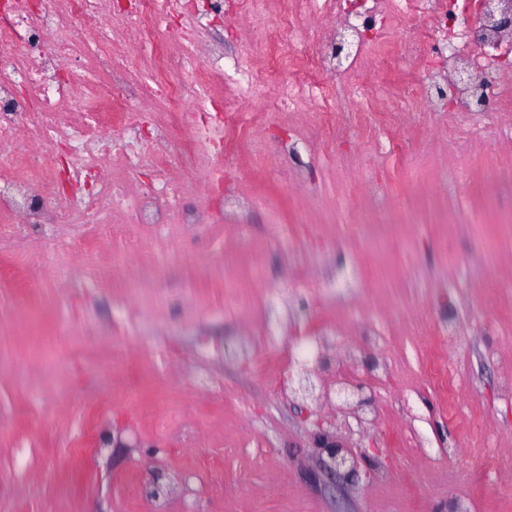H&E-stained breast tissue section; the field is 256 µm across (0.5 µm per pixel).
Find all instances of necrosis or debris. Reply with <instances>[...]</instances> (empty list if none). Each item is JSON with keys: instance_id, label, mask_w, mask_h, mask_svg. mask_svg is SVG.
<instances>
[{"instance_id": "necrosis-or-debris-1", "label": "necrosis or debris", "mask_w": 512, "mask_h": 512, "mask_svg": "<svg viewBox=\"0 0 512 512\" xmlns=\"http://www.w3.org/2000/svg\"><path fill=\"white\" fill-rule=\"evenodd\" d=\"M497 0H298L270 16L266 0H210V12L248 21L254 38L229 51L202 44L203 16L189 0H132L108 11L106 0H6L0 6V252L23 237L42 241L37 257L13 256L8 270L51 269L66 287L67 321L85 319L78 305L108 288L114 266L99 263L106 249L135 259L138 271L168 267L176 251L203 238L212 222L208 204L224 210V237L252 236L253 209L264 199L236 193L238 170L224 153L235 112L204 108V82L216 72L240 92L274 110L295 114L316 128L336 125L345 95H376L383 112L405 125L410 114H447L440 136L484 138L486 127L468 122V106L484 98L490 121L512 125V81L486 82L512 69V42L480 52L472 20L499 11ZM356 38L348 65L334 59L337 27ZM412 32L408 56L387 54L402 92L369 83L383 33ZM283 48L288 70L257 60L264 45ZM465 69L468 83L454 87L448 73ZM160 112L145 111L150 100ZM309 140L266 145L286 178L305 181L314 166ZM76 184L57 185L60 164ZM75 225L72 233L63 232ZM454 322L438 333L441 348L428 368L433 384L458 402L454 367L443 355Z\"/></svg>"}]
</instances>
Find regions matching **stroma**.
<instances>
[{"instance_id": "obj_1", "label": "stroma", "mask_w": 512, "mask_h": 512, "mask_svg": "<svg viewBox=\"0 0 512 512\" xmlns=\"http://www.w3.org/2000/svg\"><path fill=\"white\" fill-rule=\"evenodd\" d=\"M213 105L235 104L257 123L230 130L238 191L270 199L246 242L189 243L161 279L186 289L190 308L162 295L137 302L136 330L112 329V291L87 297L96 331L61 327L64 302L49 277L23 286L0 274V512H512V129L455 146L432 138L443 117L413 126L347 128L334 147L311 130L315 189L271 171L266 143L292 139L289 115L261 117L259 101L214 79ZM463 164L456 195L435 165ZM288 223L289 245L271 239ZM364 225L354 235L350 225ZM298 270L325 278L333 257L360 270L351 296L312 298L307 315L278 313L266 347L255 277L270 286ZM389 322L373 345L352 315ZM464 338L449 351L467 405L452 415L423 376L442 316ZM335 331L318 400L301 404L273 372L274 357L307 332ZM369 406L327 399L347 369ZM222 385L203 397L196 380ZM180 413L159 429L143 406ZM322 426H314V419ZM359 454L350 481L332 479L322 435Z\"/></svg>"}]
</instances>
